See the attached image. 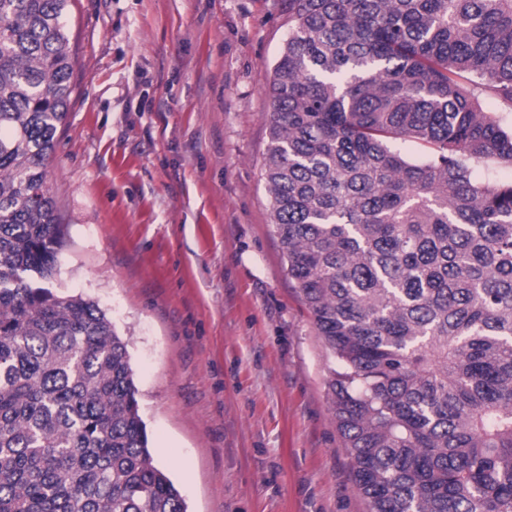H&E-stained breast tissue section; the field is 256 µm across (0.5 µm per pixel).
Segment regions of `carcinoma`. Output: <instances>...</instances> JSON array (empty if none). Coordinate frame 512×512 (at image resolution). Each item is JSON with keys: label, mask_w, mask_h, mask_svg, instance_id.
Wrapping results in <instances>:
<instances>
[{"label": "carcinoma", "mask_w": 512, "mask_h": 512, "mask_svg": "<svg viewBox=\"0 0 512 512\" xmlns=\"http://www.w3.org/2000/svg\"><path fill=\"white\" fill-rule=\"evenodd\" d=\"M70 0H0V512H187L128 343L42 286ZM264 178L369 512H512V0H288ZM430 148L413 163L396 147Z\"/></svg>", "instance_id": "1"}]
</instances>
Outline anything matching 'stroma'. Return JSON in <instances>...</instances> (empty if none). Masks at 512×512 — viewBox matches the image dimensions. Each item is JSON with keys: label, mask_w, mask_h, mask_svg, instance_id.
I'll list each match as a JSON object with an SVG mask.
<instances>
[{"label": "stroma", "mask_w": 512, "mask_h": 512, "mask_svg": "<svg viewBox=\"0 0 512 512\" xmlns=\"http://www.w3.org/2000/svg\"><path fill=\"white\" fill-rule=\"evenodd\" d=\"M288 0H72L47 186L49 283L129 342L156 463L189 512H368L328 407L331 360L263 177Z\"/></svg>", "instance_id": "obj_1"}]
</instances>
